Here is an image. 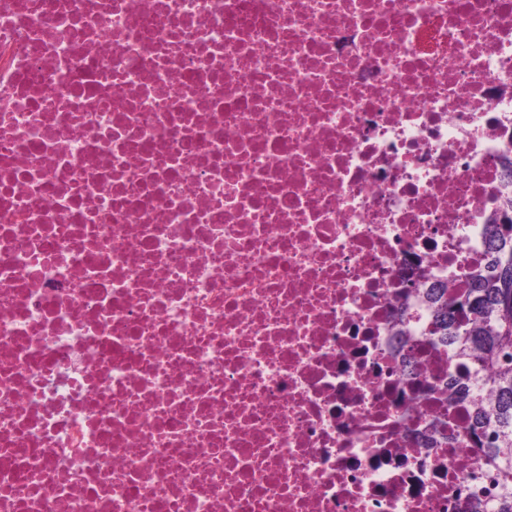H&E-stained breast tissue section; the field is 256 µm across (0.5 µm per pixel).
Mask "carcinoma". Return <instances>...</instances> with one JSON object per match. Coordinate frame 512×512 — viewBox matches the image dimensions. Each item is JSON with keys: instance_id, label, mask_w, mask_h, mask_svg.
<instances>
[{"instance_id": "1", "label": "carcinoma", "mask_w": 512, "mask_h": 512, "mask_svg": "<svg viewBox=\"0 0 512 512\" xmlns=\"http://www.w3.org/2000/svg\"><path fill=\"white\" fill-rule=\"evenodd\" d=\"M506 224L487 225L486 260L468 287L450 300L445 288H427L431 343L465 359L485 376L463 382L448 374L444 388L469 402V435L487 477L497 488L492 512H512V181L501 195Z\"/></svg>"}]
</instances>
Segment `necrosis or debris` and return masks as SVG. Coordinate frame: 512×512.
<instances>
[{
	"mask_svg": "<svg viewBox=\"0 0 512 512\" xmlns=\"http://www.w3.org/2000/svg\"><path fill=\"white\" fill-rule=\"evenodd\" d=\"M511 141L512 0H0V512H473ZM504 167L510 177L503 184L501 207L511 217L508 224H487L483 267L449 302L446 288L424 292L431 343L448 349L454 359H466L476 374L485 373L473 382L449 373L442 388L473 407L469 435L497 487L491 512H512V157L504 159Z\"/></svg>",
	"mask_w": 512,
	"mask_h": 512,
	"instance_id": "1",
	"label": "necrosis or debris"
}]
</instances>
